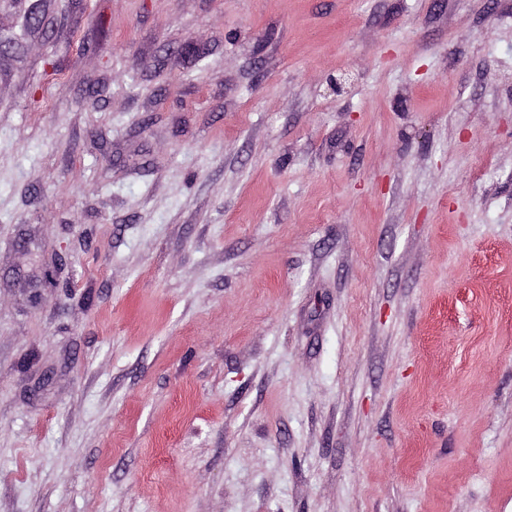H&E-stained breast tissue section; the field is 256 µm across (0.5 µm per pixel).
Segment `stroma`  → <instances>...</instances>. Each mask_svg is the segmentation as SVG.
<instances>
[{"label":"stroma","mask_w":512,"mask_h":512,"mask_svg":"<svg viewBox=\"0 0 512 512\" xmlns=\"http://www.w3.org/2000/svg\"><path fill=\"white\" fill-rule=\"evenodd\" d=\"M32 2L0 512H512V0Z\"/></svg>","instance_id":"1"}]
</instances>
